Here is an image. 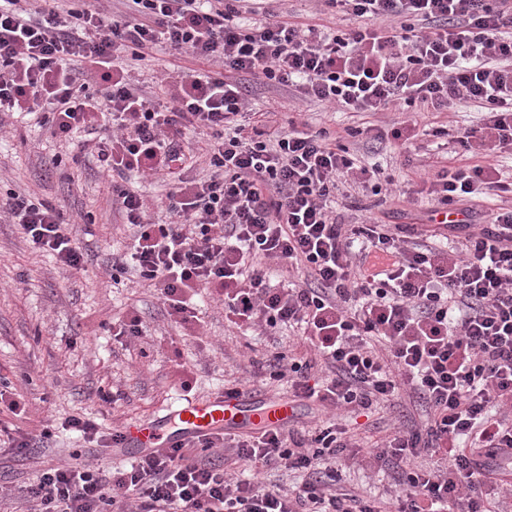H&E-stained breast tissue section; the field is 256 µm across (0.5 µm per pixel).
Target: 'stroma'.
Listing matches in <instances>:
<instances>
[{
  "label": "stroma",
  "mask_w": 512,
  "mask_h": 512,
  "mask_svg": "<svg viewBox=\"0 0 512 512\" xmlns=\"http://www.w3.org/2000/svg\"><path fill=\"white\" fill-rule=\"evenodd\" d=\"M177 68L206 73L210 65L159 47L147 56L137 77L148 80ZM249 97L255 110L297 112L313 128L337 132L372 125L389 132L407 119L402 112L334 111L302 102L293 89L280 85L251 84ZM347 144L396 179L405 178V155L397 141L376 147L362 133ZM55 155L60 166L47 169ZM10 189L62 206L72 220V234L88 253L81 269L62 270L50 256L31 252L18 225L0 223V379L9 384L6 399L25 406L17 415L0 411V425L34 436L45 426L54 428L44 446L28 455L0 453V486L10 492L0 500V512H28L23 491L42 469L74 460L104 470L129 463L114 449L86 443L61 429L67 417L85 415L104 432L150 420L185 397H208L222 392L225 381L248 377L251 357L261 355L272 340L225 328L224 308L217 302L203 308L202 335H185L170 322L153 290L126 279L113 284L112 252L127 245L128 231L112 211L110 177L82 157L79 146L60 149L46 129L12 117L0 123V192ZM366 204L392 224L428 221L436 207L434 201L396 192L383 203L370 198ZM135 314L142 321L141 336L129 345L114 340L113 322ZM185 381L191 386L187 393L181 388ZM102 390L120 391L122 398L102 403ZM397 480L395 471L357 466L343 473L340 485L384 501Z\"/></svg>",
  "instance_id": "35a3bbf8"
}]
</instances>
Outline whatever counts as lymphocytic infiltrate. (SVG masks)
I'll return each mask as SVG.
<instances>
[{
  "instance_id": "lymphocytic-infiltrate-1",
  "label": "lymphocytic infiltrate",
  "mask_w": 512,
  "mask_h": 512,
  "mask_svg": "<svg viewBox=\"0 0 512 512\" xmlns=\"http://www.w3.org/2000/svg\"><path fill=\"white\" fill-rule=\"evenodd\" d=\"M69 0H0V115H35L79 141L113 180L129 231L112 256L153 286L170 318L198 335L197 302H222L240 329H292L302 349L275 348L256 375L288 399L371 413L409 398L424 426L394 428L381 447L329 419L305 433H211L107 471L61 463L25 493L34 512H495L512 502V193L491 160L512 151V0H320L356 21L348 31L296 25L257 0H130L128 10L70 9ZM259 13L246 24L243 14ZM214 64L210 73L134 82L156 46ZM294 87L348 112H443L475 104L478 127L429 128L471 153L422 190L435 224L342 222L341 180L379 195L394 184L340 133L250 108L244 77ZM171 183L154 220L130 177ZM491 207L472 223L470 202ZM66 270L84 252L61 208L11 191L0 220ZM287 273V285L276 283ZM247 463L233 476L225 451ZM403 468L391 507L341 492L351 463ZM301 471L293 489L266 484L269 465Z\"/></svg>"
}]
</instances>
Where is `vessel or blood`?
Wrapping results in <instances>:
<instances>
[{
    "label": "vessel or blood",
    "instance_id": "obj_1",
    "mask_svg": "<svg viewBox=\"0 0 512 512\" xmlns=\"http://www.w3.org/2000/svg\"><path fill=\"white\" fill-rule=\"evenodd\" d=\"M292 407L282 401L257 405L254 399L240 395H214L179 404L155 419L127 424L120 441L124 450L144 454L157 448H170L215 430H230L248 423L256 427L285 426Z\"/></svg>",
    "mask_w": 512,
    "mask_h": 512
}]
</instances>
